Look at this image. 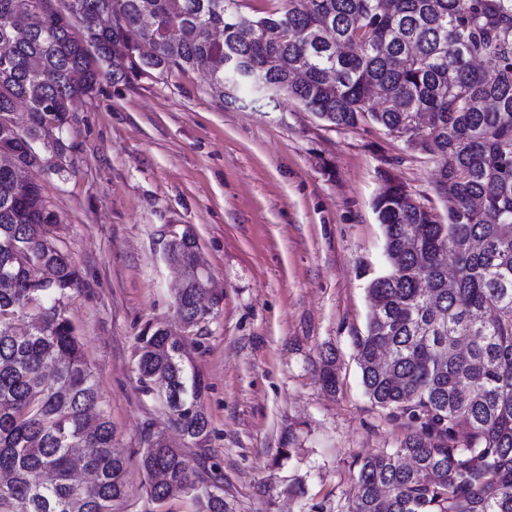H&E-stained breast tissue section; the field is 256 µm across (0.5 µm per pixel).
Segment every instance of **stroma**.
I'll use <instances>...</instances> for the list:
<instances>
[{"instance_id":"1","label":"stroma","mask_w":512,"mask_h":512,"mask_svg":"<svg viewBox=\"0 0 512 512\" xmlns=\"http://www.w3.org/2000/svg\"><path fill=\"white\" fill-rule=\"evenodd\" d=\"M64 138L65 172L28 176L79 272L68 316L131 460L118 512L196 510L185 497L154 507L135 462L162 433L200 468L137 368L145 327L177 321L165 249L185 233L220 297L181 333L206 384V446L226 512H348L359 460L407 435L365 394L356 362L367 285L384 269L373 202L389 177L440 207L436 160L369 121L331 127L285 96L227 104L202 73L177 69L101 81L76 102ZM329 350L332 390L320 372ZM297 483L304 494L290 493Z\"/></svg>"}]
</instances>
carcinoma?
<instances>
[{"mask_svg":"<svg viewBox=\"0 0 512 512\" xmlns=\"http://www.w3.org/2000/svg\"><path fill=\"white\" fill-rule=\"evenodd\" d=\"M45 2L0 0V512H115L129 494L67 315L79 273L38 186L14 177L66 156L72 105L105 64L136 78L201 70L225 101L241 85L287 95L438 159L445 213L389 178L374 200L387 267L368 284L356 360L366 395L410 433L360 462L348 512H512V0H283L252 18L238 0ZM195 247L184 238L166 260L188 264ZM215 296L187 284L176 314L189 326ZM138 341L143 390L165 388L171 424L206 441L185 337L149 326ZM138 466L152 502L225 512L217 464L193 475L182 449L150 435Z\"/></svg>","mask_w":512,"mask_h":512,"instance_id":"obj_1","label":"carcinoma"}]
</instances>
